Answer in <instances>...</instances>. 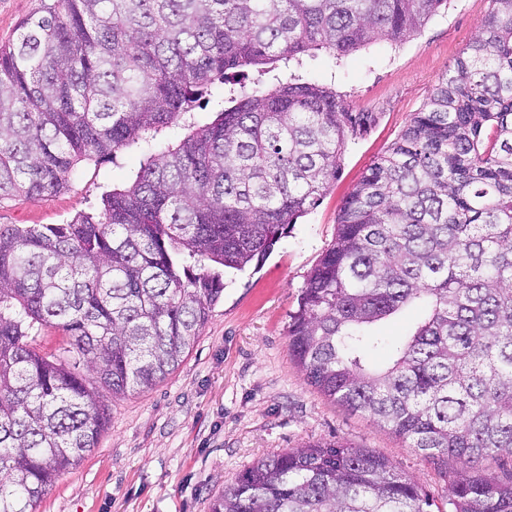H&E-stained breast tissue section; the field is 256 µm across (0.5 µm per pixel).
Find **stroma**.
<instances>
[{
	"mask_svg": "<svg viewBox=\"0 0 512 512\" xmlns=\"http://www.w3.org/2000/svg\"><path fill=\"white\" fill-rule=\"evenodd\" d=\"M491 0H450L414 39L376 41L335 58L305 57L302 75L333 86L355 110L378 115L349 143L336 180L260 266L224 277V297L179 365L151 389L101 390L105 428L62 474L36 512H210L214 498L258 461L316 442H342L385 458L447 512L459 459L432 460L388 428L328 399L288 349L289 314L336 237V217L358 178L420 111L477 34ZM144 149L78 165L67 191L0 205L1 224H63L95 208L102 192L130 182Z\"/></svg>",
	"mask_w": 512,
	"mask_h": 512,
	"instance_id": "1",
	"label": "stroma"
}]
</instances>
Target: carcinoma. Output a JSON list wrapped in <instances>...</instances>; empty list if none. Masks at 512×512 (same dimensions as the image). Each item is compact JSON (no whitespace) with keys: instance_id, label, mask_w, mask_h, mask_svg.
Here are the masks:
<instances>
[{"instance_id":"carcinoma-1","label":"carcinoma","mask_w":512,"mask_h":512,"mask_svg":"<svg viewBox=\"0 0 512 512\" xmlns=\"http://www.w3.org/2000/svg\"><path fill=\"white\" fill-rule=\"evenodd\" d=\"M448 0H46L0 46V204L68 188L84 161L181 125L131 182L64 224L0 225V512H35L106 423L95 385L145 391L243 271L320 202L376 112L276 70L401 44ZM356 183L291 313L305 379L425 457L460 459L453 512H512V0ZM213 101L215 118L195 122ZM416 306L390 343L378 325ZM68 338L62 357L28 339ZM91 370L87 376L80 366ZM372 453L313 443L262 460L210 512H430ZM31 346L40 354L49 356L61 353L67 347V340L62 331L55 328H45L39 335L31 339Z\"/></svg>"}]
</instances>
